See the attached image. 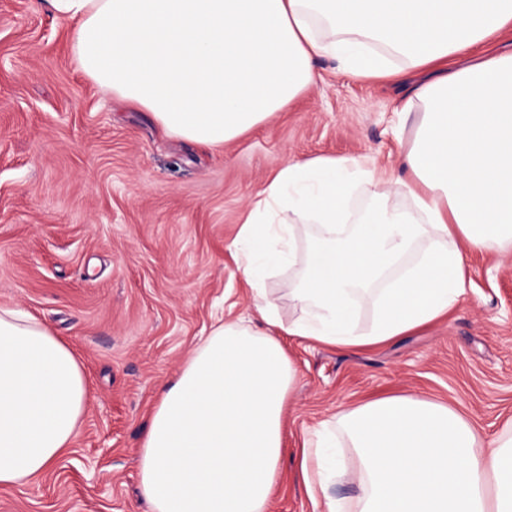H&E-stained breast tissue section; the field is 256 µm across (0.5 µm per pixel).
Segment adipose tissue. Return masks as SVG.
I'll return each mask as SVG.
<instances>
[{
  "mask_svg": "<svg viewBox=\"0 0 512 512\" xmlns=\"http://www.w3.org/2000/svg\"><path fill=\"white\" fill-rule=\"evenodd\" d=\"M74 27L86 76L171 136L220 150L316 82L335 60L353 79L419 81L401 173L376 162L288 160L253 200L233 243L266 328L220 322L164 385L139 454L146 512H266L281 478L283 413L295 369L281 336L344 349L447 317L466 288L464 252L512 250V53L455 61L512 25V0H44ZM371 199L357 222L358 186ZM299 265L282 321L270 272ZM375 313L361 324V303ZM90 390L43 322L0 308V486L47 471L79 435ZM303 441L313 505L338 512L332 474L350 472L358 512H512V434L483 444L452 408L386 395Z\"/></svg>",
  "mask_w": 512,
  "mask_h": 512,
  "instance_id": "ef3b65f1",
  "label": "adipose tissue"
}]
</instances>
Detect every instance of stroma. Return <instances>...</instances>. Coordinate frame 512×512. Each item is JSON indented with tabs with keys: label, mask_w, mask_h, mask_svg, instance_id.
<instances>
[{
	"label": "stroma",
	"mask_w": 512,
	"mask_h": 512,
	"mask_svg": "<svg viewBox=\"0 0 512 512\" xmlns=\"http://www.w3.org/2000/svg\"><path fill=\"white\" fill-rule=\"evenodd\" d=\"M72 26L40 0H0V307L49 325L91 389L80 436L48 472L0 488V512H144L138 455L161 387L214 318L264 324L233 242L287 160L398 167L410 81L353 80L328 58L285 110L214 151L168 136L148 112L77 67ZM446 318L372 349L282 343L296 369L286 452L268 512H313L294 478L307 433L382 395L460 411L492 440L512 420V253H468Z\"/></svg>",
	"instance_id": "obj_1"
}]
</instances>
